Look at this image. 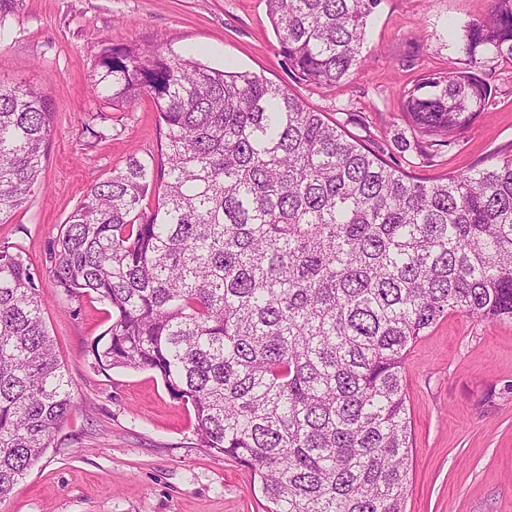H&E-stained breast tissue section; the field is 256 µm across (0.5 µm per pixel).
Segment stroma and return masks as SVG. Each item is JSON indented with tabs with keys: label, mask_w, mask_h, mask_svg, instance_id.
<instances>
[{
	"label": "stroma",
	"mask_w": 512,
	"mask_h": 512,
	"mask_svg": "<svg viewBox=\"0 0 512 512\" xmlns=\"http://www.w3.org/2000/svg\"><path fill=\"white\" fill-rule=\"evenodd\" d=\"M489 10L490 0H381L360 67L319 88L289 71L266 0H0V82L43 85L55 110L42 185L0 224V242L41 269L92 182L130 157L160 156L150 97L118 108L90 93L108 43L162 39L212 67L264 75L418 180L476 165L512 143L511 61L481 67L494 102L429 158L401 147V101L420 76L463 65L449 22L461 26ZM39 287L79 408L0 512H264L252 470L197 445L191 406L156 372L93 367L88 350L111 324V308L59 296L42 269ZM403 374L413 445L406 512H512V322L449 314L411 347Z\"/></svg>",
	"instance_id": "obj_1"
}]
</instances>
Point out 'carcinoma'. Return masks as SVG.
<instances>
[{
    "instance_id": "1",
    "label": "carcinoma",
    "mask_w": 512,
    "mask_h": 512,
    "mask_svg": "<svg viewBox=\"0 0 512 512\" xmlns=\"http://www.w3.org/2000/svg\"><path fill=\"white\" fill-rule=\"evenodd\" d=\"M380 3L267 0L290 71L319 87L360 66ZM461 42L467 66L403 97L401 146L423 157L493 103L477 68L512 61V0ZM90 92L148 94L165 126L160 162L93 183L43 258L59 295L112 309L94 366L157 372L199 445L253 470L267 512H405L407 351L450 313L512 320V144L414 179L287 88L159 43L104 46ZM53 119L41 88L0 84V224L39 185ZM37 276L0 243V502L75 409Z\"/></svg>"
}]
</instances>
